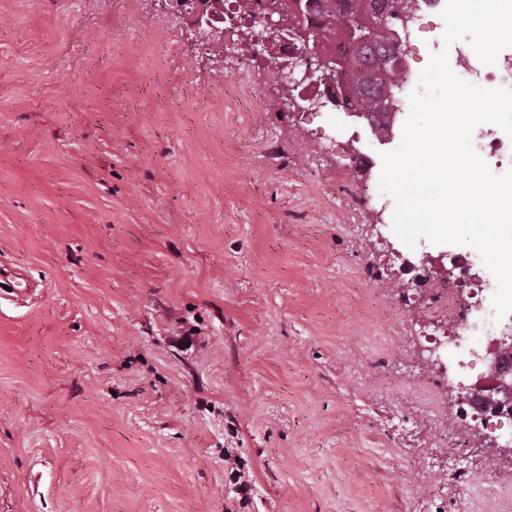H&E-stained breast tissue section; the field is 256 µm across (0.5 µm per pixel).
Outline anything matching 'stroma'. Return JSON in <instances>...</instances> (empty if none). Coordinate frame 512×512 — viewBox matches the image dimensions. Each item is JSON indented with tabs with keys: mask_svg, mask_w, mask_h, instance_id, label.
<instances>
[{
	"mask_svg": "<svg viewBox=\"0 0 512 512\" xmlns=\"http://www.w3.org/2000/svg\"><path fill=\"white\" fill-rule=\"evenodd\" d=\"M112 24H98L101 12ZM149 0H0V512H512L419 414L423 305L371 249L384 141L280 118L275 74L217 63ZM419 11L413 92L443 48Z\"/></svg>",
	"mask_w": 512,
	"mask_h": 512,
	"instance_id": "obj_1",
	"label": "stroma"
}]
</instances>
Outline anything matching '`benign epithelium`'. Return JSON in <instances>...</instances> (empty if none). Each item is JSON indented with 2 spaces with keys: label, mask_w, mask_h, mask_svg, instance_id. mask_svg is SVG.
I'll return each instance as SVG.
<instances>
[{
  "label": "benign epithelium",
  "mask_w": 512,
  "mask_h": 512,
  "mask_svg": "<svg viewBox=\"0 0 512 512\" xmlns=\"http://www.w3.org/2000/svg\"><path fill=\"white\" fill-rule=\"evenodd\" d=\"M183 5L187 6L184 13L191 18L189 31L192 33L212 26L221 9L216 0H185ZM315 8L314 0H265L261 20L250 32L253 55L267 61L275 71L285 94L284 105L288 115L307 110L303 105L305 98L295 97L292 91L311 81L324 87L326 103L342 109L347 118L360 123L367 115L352 107L341 74L351 54L370 42L369 22L356 20L348 27L349 52L330 54L320 45L310 43L311 29L304 24V19L312 18ZM418 9L419 0H409L403 10H384L378 14L381 23L393 26V44L385 47L382 55L387 60L388 69L404 79L409 77V73L400 46L402 36L408 34V23ZM379 100L387 112L389 123L394 127L400 125L404 115L402 103L388 86L381 87Z\"/></svg>",
  "instance_id": "benign-epithelium-1"
}]
</instances>
